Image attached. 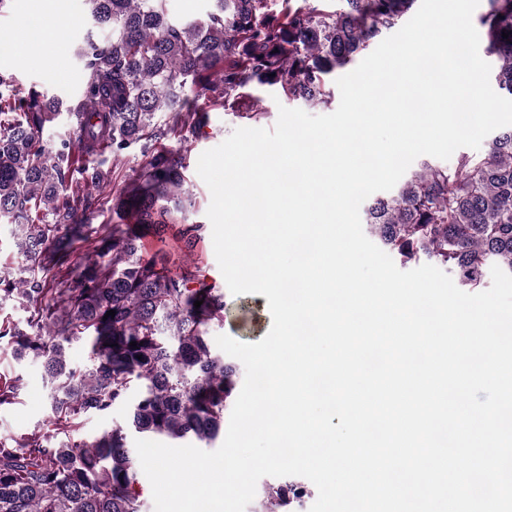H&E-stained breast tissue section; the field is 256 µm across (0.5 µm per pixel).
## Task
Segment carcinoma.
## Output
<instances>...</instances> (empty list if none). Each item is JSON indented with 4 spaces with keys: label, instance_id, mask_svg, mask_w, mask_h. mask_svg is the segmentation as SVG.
Here are the masks:
<instances>
[{
    "label": "carcinoma",
    "instance_id": "cac0c4a2",
    "mask_svg": "<svg viewBox=\"0 0 512 512\" xmlns=\"http://www.w3.org/2000/svg\"><path fill=\"white\" fill-rule=\"evenodd\" d=\"M416 2L215 0L205 17L182 21L167 0H85L76 98L23 93L0 72V221L13 226L21 260L19 275L0 276V311L24 313L0 314V344L19 363L40 362L51 413L45 431L0 436V512H143L125 429L81 432L118 406L134 430L172 445L213 447L224 437L234 366L210 336L212 323H224V291L141 248L145 236H171L190 254L206 231L181 223L196 201L183 155L163 141L198 138L212 106L263 119L246 92L254 82L331 105V74L398 29ZM478 23L496 84L512 96V0H487ZM64 113L68 136L49 146L43 129ZM135 153L136 176L108 191ZM104 209L119 222L88 223ZM362 210L379 247L404 265L443 266L472 293L490 261L512 274V127L481 156L456 151L444 165L420 164ZM75 343L88 347L87 364L69 361ZM24 387L22 373L1 372L0 410ZM286 505L288 484L264 488L261 512Z\"/></svg>",
    "mask_w": 512,
    "mask_h": 512
}]
</instances>
